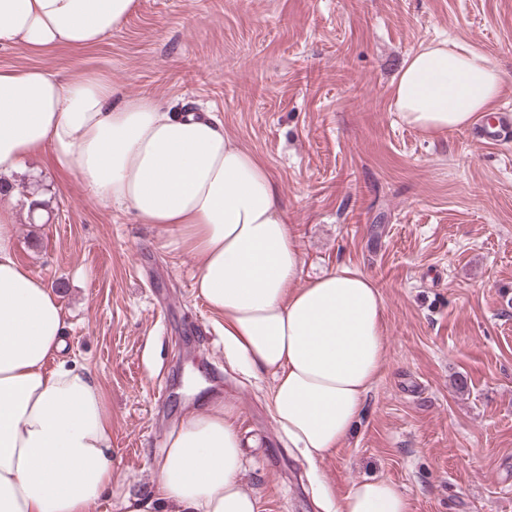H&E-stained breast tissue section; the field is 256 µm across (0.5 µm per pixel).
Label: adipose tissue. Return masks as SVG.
Wrapping results in <instances>:
<instances>
[{
  "instance_id": "adipose-tissue-1",
  "label": "adipose tissue",
  "mask_w": 512,
  "mask_h": 512,
  "mask_svg": "<svg viewBox=\"0 0 512 512\" xmlns=\"http://www.w3.org/2000/svg\"><path fill=\"white\" fill-rule=\"evenodd\" d=\"M136 0H0V47H89ZM496 61L461 41H429L403 63L393 109L430 137L463 129L501 94ZM51 150L87 192L131 210L196 258L197 294L224 321V347L271 376L277 427L309 463L343 447L386 362L385 305L349 266L301 282L302 253L272 177L223 125L123 94L96 75L62 80L0 70V176ZM0 208V512H94L112 485V416L84 367L60 361L65 317L53 288L16 257ZM239 410L215 401L170 430L152 495L123 512H259L242 482ZM335 512H411L395 483L370 478Z\"/></svg>"
}]
</instances>
